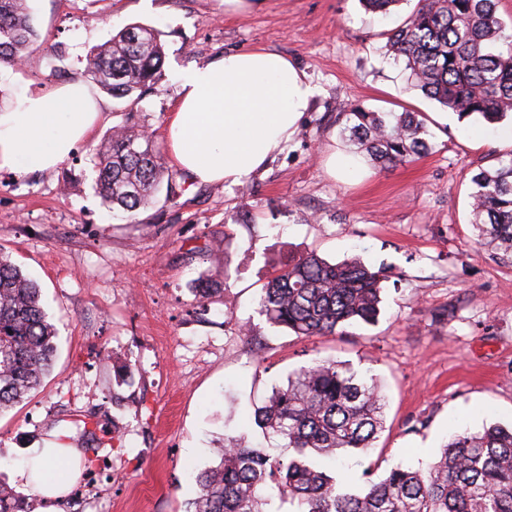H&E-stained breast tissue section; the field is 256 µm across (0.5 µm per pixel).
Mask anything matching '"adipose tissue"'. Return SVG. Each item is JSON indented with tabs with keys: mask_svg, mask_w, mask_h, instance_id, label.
I'll use <instances>...</instances> for the list:
<instances>
[{
	"mask_svg": "<svg viewBox=\"0 0 512 512\" xmlns=\"http://www.w3.org/2000/svg\"><path fill=\"white\" fill-rule=\"evenodd\" d=\"M164 131L167 152L190 181L241 184L296 133L317 89L283 54L226 52L179 76ZM102 119L95 90L74 80L0 109V170L23 176L61 163Z\"/></svg>",
	"mask_w": 512,
	"mask_h": 512,
	"instance_id": "adipose-tissue-1",
	"label": "adipose tissue"
}]
</instances>
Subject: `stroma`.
I'll use <instances>...</instances> for the list:
<instances>
[{
  "label": "stroma",
  "mask_w": 512,
  "mask_h": 512,
  "mask_svg": "<svg viewBox=\"0 0 512 512\" xmlns=\"http://www.w3.org/2000/svg\"><path fill=\"white\" fill-rule=\"evenodd\" d=\"M41 48L0 67V102L86 80L88 51L130 24L157 28L166 53L154 92L102 94L92 137L56 169L0 172V249L42 289L58 353L39 391L0 416V488L17 508L32 492L16 473L28 451L89 417L117 425L120 446L79 460L84 498L41 501L36 512H186L188 465L214 463L225 434L259 439L246 418L290 373L331 359L370 371L385 397V428L372 449L346 456V486L363 487L399 462L435 459L458 430L512 424V266L472 238L470 177L490 153L512 151V121L457 116L411 87L388 56L387 18L359 0H265L228 15L220 0H27ZM274 49L306 72L314 105L280 154L243 184H183L134 217L99 196L94 150L113 127L146 128L164 150L180 73L228 51ZM360 104L425 113L427 156L362 179L331 174L342 139L335 117ZM317 252L385 267L377 323L333 336L273 328L258 312L263 285L289 258ZM223 256L212 263L211 253ZM224 286L207 311L199 275ZM131 373L133 385L119 383Z\"/></svg>",
  "instance_id": "stroma-1"
}]
</instances>
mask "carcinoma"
I'll list each match as a JSON object with an SVG mask.
<instances>
[{
  "instance_id": "carcinoma-1",
  "label": "carcinoma",
  "mask_w": 512,
  "mask_h": 512,
  "mask_svg": "<svg viewBox=\"0 0 512 512\" xmlns=\"http://www.w3.org/2000/svg\"><path fill=\"white\" fill-rule=\"evenodd\" d=\"M402 0H361L387 16ZM500 0H418L405 20L384 33L394 60H403L412 85L458 119L500 122L512 113V33L498 15ZM38 34L26 0H0V66L17 67L37 50ZM165 62L157 29L128 25L86 55L85 70L117 99L156 89ZM341 133L381 169L429 154L425 117L387 116L361 105L336 115ZM471 177L473 236L512 263V151L489 155ZM104 205L132 217L161 188L175 196L172 175L152 137L135 126L112 129L94 153ZM385 269L360 258L331 263L311 251L288 261L264 285L259 313L298 336H325L373 324L381 312ZM223 287L203 281L200 305ZM56 332L40 304L38 284L0 250V415L38 390L57 352ZM384 403L375 379L351 365L321 360L275 386L248 423L274 434L294 451L274 460L233 435L216 449L218 463L194 477L193 512H264L261 490L271 481L297 512H512V426L497 423L453 435L425 466L394 465L360 491L342 485L344 454L364 452L384 428ZM92 450L112 444L113 432L92 419L72 421Z\"/></svg>"
}]
</instances>
